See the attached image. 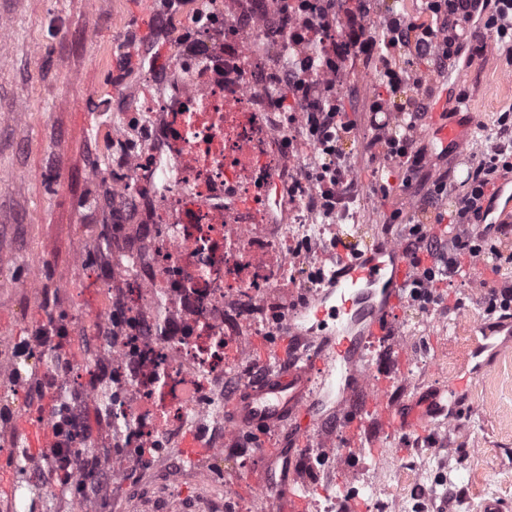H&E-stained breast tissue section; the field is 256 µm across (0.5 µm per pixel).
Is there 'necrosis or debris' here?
<instances>
[{"label":"necrosis or debris","instance_id":"1","mask_svg":"<svg viewBox=\"0 0 512 512\" xmlns=\"http://www.w3.org/2000/svg\"><path fill=\"white\" fill-rule=\"evenodd\" d=\"M163 30L177 43L176 63L158 74L144 61L150 91L134 89L131 108L112 115L111 150L94 177L112 195L103 247L82 243L85 263L113 250L101 280L103 306L92 319L71 310L66 332L93 327L88 353L71 359L64 336H0V368L52 392L46 420L49 466L27 455L20 480L48 486L49 472L70 473L78 512H100L126 470L150 448L176 460L188 439L214 454L232 436L224 400L273 372L279 355L255 362L250 337L275 341L289 309L309 305L330 278L322 262L332 225L320 223L322 200L310 188L313 146L301 135L302 112L275 98L283 78H298L303 47L273 37L264 0L248 9L232 0H199L184 12L164 0ZM268 47L276 67L221 72ZM416 323L397 339L413 353L410 373L433 374L422 332L437 301L410 291ZM94 407L96 428L84 427ZM305 465L309 479L335 471L348 450L335 422L319 431ZM390 455L374 457L345 493L371 512H399L400 489L385 484Z\"/></svg>","mask_w":512,"mask_h":512}]
</instances>
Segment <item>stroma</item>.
<instances>
[{
	"instance_id": "35a3bbf8",
	"label": "stroma",
	"mask_w": 512,
	"mask_h": 512,
	"mask_svg": "<svg viewBox=\"0 0 512 512\" xmlns=\"http://www.w3.org/2000/svg\"><path fill=\"white\" fill-rule=\"evenodd\" d=\"M162 29L161 12L143 0H0V333L37 335L54 314L70 310L72 288L81 290L84 310H93L100 269L77 262L75 254L105 225L103 188L92 171L113 111L132 104L125 85L112 83V62L120 60L127 80L146 53L170 69L175 48ZM448 86L467 89L460 110L478 120L512 108V72L495 49L460 60ZM349 150L366 191L362 227L368 236L385 227L387 199L376 180L384 160L379 147L360 136ZM22 257L40 265L38 299L7 284ZM425 336L442 372L404 386L401 376L411 361L398 351L372 378L384 384L389 406L452 378L464 382L452 414L465 421V434L443 447L436 444L434 422L417 434L456 468L454 491L435 512H481L489 501L512 512V319H490L479 332L466 322L453 331L430 326ZM359 439L371 456L388 452L410 462L418 455L410 443L386 441L374 414L365 415ZM239 446L240 458L205 459V469L223 475L222 492L199 484L189 469L145 458L113 489L106 512H225L228 495L253 504L256 490L242 483L256 446L247 439Z\"/></svg>"
}]
</instances>
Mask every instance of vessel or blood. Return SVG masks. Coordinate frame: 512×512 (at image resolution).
Instances as JSON below:
<instances>
[{
	"instance_id": "b4317fda",
	"label": "vessel or blood",
	"mask_w": 512,
	"mask_h": 512,
	"mask_svg": "<svg viewBox=\"0 0 512 512\" xmlns=\"http://www.w3.org/2000/svg\"><path fill=\"white\" fill-rule=\"evenodd\" d=\"M474 123L470 114L452 120L440 112L426 138L441 149L460 147L466 144ZM495 192L504 204L499 214L490 216V223L511 222L512 180L497 181ZM331 259L336 275L312 312L316 326L328 330L324 351L300 366L283 364L276 373L243 386L224 404L226 427L234 434L258 438L250 478L267 494L274 512H308L309 498L300 483L296 459L311 445L319 393L331 378L340 379L344 391L352 396L369 385V378L353 367L358 345L393 332L403 290L414 276L403 246L388 238L362 244L341 239ZM459 390V381L452 380L396 407H386L379 394L369 404L389 430H417L445 410Z\"/></svg>"
}]
</instances>
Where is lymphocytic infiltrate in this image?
Instances as JSON below:
<instances>
[{
    "mask_svg": "<svg viewBox=\"0 0 512 512\" xmlns=\"http://www.w3.org/2000/svg\"><path fill=\"white\" fill-rule=\"evenodd\" d=\"M278 28L289 41L306 39L321 47L320 65L330 74L322 89L303 82H283L277 105L288 109L300 104L312 135L323 147L322 171L312 189L321 198H336L337 163L346 157V146L358 127L347 112L331 103L336 93L334 78L346 73L350 61L362 59L372 65L381 81L368 96L369 111L395 113L397 123L372 122V143L385 144L384 157L396 162L403 189L420 185L423 201L432 217H409L392 211L387 226H400L405 252L417 270V282L436 288L441 274L455 273L463 264L480 262L499 267L504 255L476 230L484 223V189L512 172V112L499 114L468 174L467 190L444 208L448 199V170L430 163L419 143V132L431 108L430 75L445 76L448 64L463 47L483 52L486 36H494L497 50L512 66V0H422L423 16L393 18L391 13L372 16L368 0H300L302 16L287 14L283 0H271ZM423 61V68H410L407 59ZM448 223L447 235L433 233V224Z\"/></svg>",
    "mask_w": 512,
    "mask_h": 512,
    "instance_id": "obj_1",
    "label": "lymphocytic infiltrate"
}]
</instances>
